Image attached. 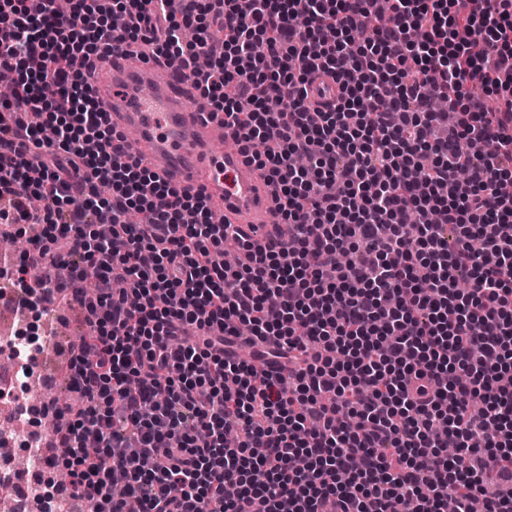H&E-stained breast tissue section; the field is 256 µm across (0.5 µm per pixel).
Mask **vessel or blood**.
Listing matches in <instances>:
<instances>
[{"mask_svg": "<svg viewBox=\"0 0 512 512\" xmlns=\"http://www.w3.org/2000/svg\"><path fill=\"white\" fill-rule=\"evenodd\" d=\"M112 124L143 166L160 179L194 194L224 213L245 240L257 246L288 239L277 202L261 171L250 163L197 91L188 90L176 65L157 58L141 63L120 51L99 62L90 74ZM339 86L329 76L315 78L310 100L323 110L335 102ZM224 139V155L212 159L216 137Z\"/></svg>", "mask_w": 512, "mask_h": 512, "instance_id": "vessel-or-blood-1", "label": "vessel or blood"}]
</instances>
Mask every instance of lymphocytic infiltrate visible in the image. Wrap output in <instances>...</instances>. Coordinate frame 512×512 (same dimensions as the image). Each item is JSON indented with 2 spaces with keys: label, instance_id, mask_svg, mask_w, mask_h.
Instances as JSON below:
<instances>
[{
  "label": "lymphocytic infiltrate",
  "instance_id": "1",
  "mask_svg": "<svg viewBox=\"0 0 512 512\" xmlns=\"http://www.w3.org/2000/svg\"><path fill=\"white\" fill-rule=\"evenodd\" d=\"M53 2L0 0V224L82 261L0 263L19 314L67 291L87 327L41 512H512V0ZM132 44L223 113L282 248L225 264L203 195L125 151L88 72ZM339 86L330 76L314 79L310 86V100L314 109L325 110L336 101Z\"/></svg>",
  "mask_w": 512,
  "mask_h": 512
}]
</instances>
